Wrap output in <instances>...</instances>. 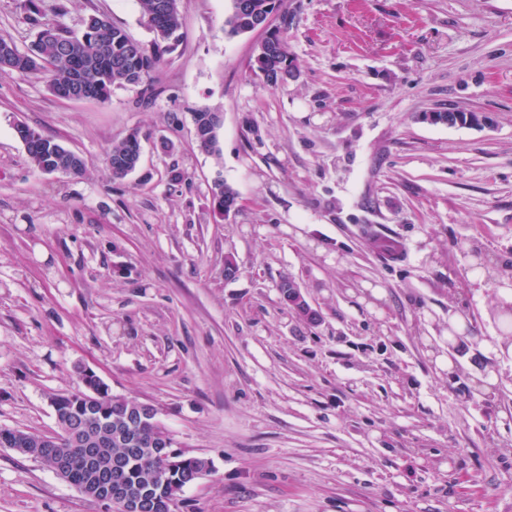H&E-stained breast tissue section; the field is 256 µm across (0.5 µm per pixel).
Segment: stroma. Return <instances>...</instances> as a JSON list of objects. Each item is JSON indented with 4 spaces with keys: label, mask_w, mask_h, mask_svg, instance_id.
<instances>
[{
    "label": "stroma",
    "mask_w": 512,
    "mask_h": 512,
    "mask_svg": "<svg viewBox=\"0 0 512 512\" xmlns=\"http://www.w3.org/2000/svg\"><path fill=\"white\" fill-rule=\"evenodd\" d=\"M179 6L152 97L0 71V427L57 435L85 366L212 461L177 512H512V0H283L297 76L274 90L250 71L261 33H224L231 0ZM31 8L152 38L139 0H0L21 50ZM448 108L489 122L421 119ZM19 123L85 172L34 169ZM0 512L112 510L0 448ZM106 162L112 171V176L117 179L126 177L127 171L136 167V157L130 137L126 136L112 143L106 153ZM213 209L220 215H228L235 211L238 194L224 182L214 186L212 191Z\"/></svg>",
    "instance_id": "stroma-1"
}]
</instances>
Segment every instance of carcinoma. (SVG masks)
I'll return each instance as SVG.
<instances>
[{"label":"carcinoma","mask_w":512,"mask_h":512,"mask_svg":"<svg viewBox=\"0 0 512 512\" xmlns=\"http://www.w3.org/2000/svg\"><path fill=\"white\" fill-rule=\"evenodd\" d=\"M276 0H232V10L224 22V32L236 36L249 32L254 21L264 19L274 11ZM147 25L154 34L151 45L132 41L128 32L106 18L92 16L79 36L59 26L40 21L34 11L26 19L38 29L36 39L26 51L12 42L0 39V52L9 49L25 64L12 67L0 64L1 71L21 76L39 75L48 89L55 93L63 86L79 80L85 97L105 102L118 86L140 85L152 88V73L157 69L171 41H178L182 28L179 0H140ZM265 51L254 57L253 72L261 71L263 84L276 88L294 76V66L288 51L287 27L276 26L263 38ZM36 136L25 143L30 163L38 171L54 163L65 146L39 131L26 127ZM112 176L121 179L136 167L134 147L126 136L112 143L106 153ZM213 209L228 215L236 209L238 194L229 185L220 183L212 191ZM56 420L71 430H79L77 440L60 431L55 440L46 442L40 436L20 429L0 428V448H22L24 454L40 461L45 467H55L59 454L67 460L61 479L77 489H90L98 483V474L89 464L85 449H97L99 463L106 467L114 458L121 465L112 467L108 479L132 493L144 494L163 505L180 496L183 489L209 474L213 465L204 457L185 453L169 457L170 467L165 479L156 474L161 455L172 451L173 444L157 439L162 424L147 415L141 401L104 392L98 398L85 389L58 395L53 402Z\"/></svg>","instance_id":"carcinoma-1"}]
</instances>
